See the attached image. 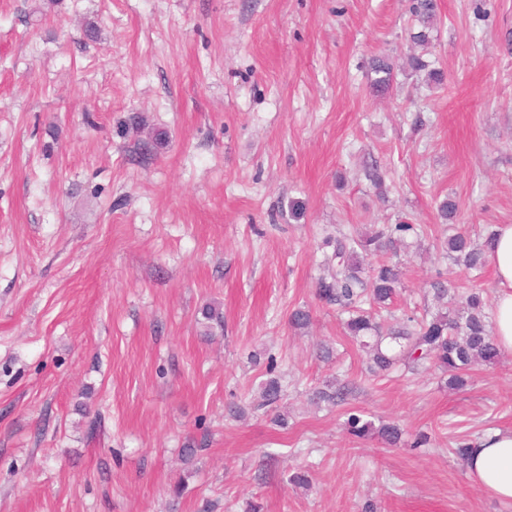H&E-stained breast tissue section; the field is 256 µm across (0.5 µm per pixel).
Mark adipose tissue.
<instances>
[{"instance_id":"adipose-tissue-1","label":"adipose tissue","mask_w":512,"mask_h":512,"mask_svg":"<svg viewBox=\"0 0 512 512\" xmlns=\"http://www.w3.org/2000/svg\"><path fill=\"white\" fill-rule=\"evenodd\" d=\"M489 259L501 286L494 302V333L500 349L512 353V224L497 227ZM468 468L484 491L512 501V432L472 441Z\"/></svg>"}]
</instances>
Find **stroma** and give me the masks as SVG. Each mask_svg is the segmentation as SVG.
I'll use <instances>...</instances> for the list:
<instances>
[{"label": "stroma", "mask_w": 512, "mask_h": 512, "mask_svg": "<svg viewBox=\"0 0 512 512\" xmlns=\"http://www.w3.org/2000/svg\"><path fill=\"white\" fill-rule=\"evenodd\" d=\"M437 4L419 46L410 0H0V512H512L454 453L512 431V353L462 391L375 374L315 297L326 238L403 221L391 321L435 310L437 280L500 290L441 244L512 224V0ZM369 86L375 92H385L393 82V66L386 57L374 56L369 62ZM348 433L352 436L361 438L371 432L387 445L396 446L402 437V429L394 423H382L379 427L373 426L371 421L363 422L362 418L355 413H349L345 422Z\"/></svg>", "instance_id": "obj_1"}]
</instances>
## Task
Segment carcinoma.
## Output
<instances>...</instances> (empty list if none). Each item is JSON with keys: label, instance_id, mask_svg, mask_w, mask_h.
Returning <instances> with one entry per match:
<instances>
[{"label": "carcinoma", "instance_id": "obj_1", "mask_svg": "<svg viewBox=\"0 0 512 512\" xmlns=\"http://www.w3.org/2000/svg\"><path fill=\"white\" fill-rule=\"evenodd\" d=\"M411 13L425 27L433 24L437 0H412ZM369 86L375 92L388 90L393 82V66L383 56L369 62ZM416 233L406 222L382 224L372 234L338 237L333 255L327 260L331 273L316 283L319 301L349 313L346 332L372 362L370 370L389 371L396 364L406 366L427 362L448 374V387L464 389L470 371L478 366H493L501 355L490 321V298L481 288L464 292V306L458 313L448 309L449 288L441 281L433 284L437 310L428 317L409 316L396 326L377 320L398 295L402 271L390 254L397 243ZM494 237L490 231L477 242L457 232L445 241L448 257L467 271H481L487 265V251ZM278 380H268L255 408H266L280 400ZM348 433L361 438L373 432L387 445H397L402 429L394 423L378 427L350 413L345 422Z\"/></svg>", "mask_w": 512, "mask_h": 512}]
</instances>
